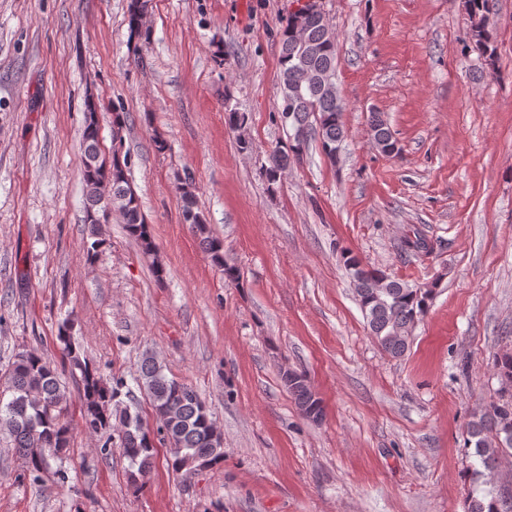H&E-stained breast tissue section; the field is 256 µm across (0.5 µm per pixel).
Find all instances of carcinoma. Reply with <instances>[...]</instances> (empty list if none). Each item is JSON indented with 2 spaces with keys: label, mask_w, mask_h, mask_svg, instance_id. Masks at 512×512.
<instances>
[{
  "label": "carcinoma",
  "mask_w": 512,
  "mask_h": 512,
  "mask_svg": "<svg viewBox=\"0 0 512 512\" xmlns=\"http://www.w3.org/2000/svg\"><path fill=\"white\" fill-rule=\"evenodd\" d=\"M465 5L473 19L471 40L492 70L495 47L489 20L496 0H465ZM147 15L148 0H130L127 21L132 38L149 39ZM337 65L336 34L323 11H311L299 18L286 16L280 31V81L282 111L288 113L291 131L286 142L269 154V165L264 170L269 184H276L289 165L303 162L313 142L328 159L336 160V150L345 138L344 106L335 81ZM97 111L94 101L85 102L81 160L85 222L90 226L86 256L90 260L96 256L103 244L97 237V226L116 210L129 234L140 242L144 254L152 258L159 275L162 267L155 260L148 225L129 181L128 155L121 156L115 149L109 157L102 154ZM369 126L377 146L398 153L396 140L381 113H371ZM181 202L184 222L201 236L212 259L224 264L223 244L207 234L189 177L182 183ZM400 250L414 255L427 251L428 243L415 231L401 241ZM341 259L371 335L389 356H403L409 348L411 331L425 313L434 289L411 287L391 279L368 268L348 251L341 252ZM67 331L65 322L57 340L78 384L82 427L104 438L100 451L107 454L112 440V403L119 400L122 384L108 381L92 367ZM495 368L501 381L498 399L473 415L465 440L466 446H474L479 461V466L472 470L475 488L467 500L466 512H512V506H504L499 489L484 481V476L497 470L503 459L512 457V352L496 356ZM302 378L304 374L300 372L296 374L298 382L288 380L284 385L303 415L319 421L324 409L310 387L301 382ZM141 388L146 391L161 426L154 436L143 425L139 412L126 407L119 413V449L128 461V479L134 490L143 487L154 466L158 439L169 443L168 466L177 473L224 461L222 435L189 384L168 377L162 366L148 356L141 365ZM6 393L10 399L5 403L1 396ZM68 409L66 386L54 363L33 353L16 355L0 386V429L10 434L14 449L34 482L51 466V461L62 458L70 447L74 426Z\"/></svg>",
  "instance_id": "cac0c4a2"
}]
</instances>
